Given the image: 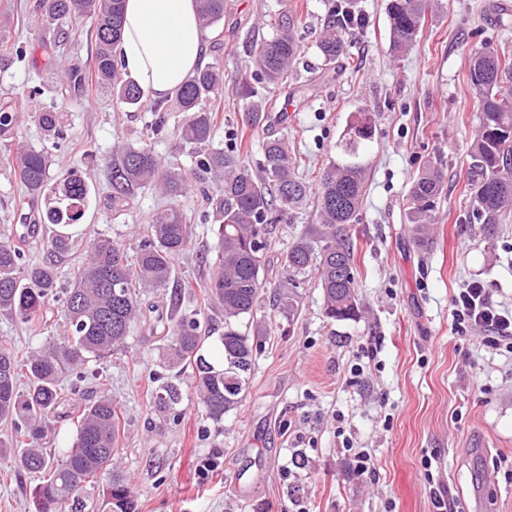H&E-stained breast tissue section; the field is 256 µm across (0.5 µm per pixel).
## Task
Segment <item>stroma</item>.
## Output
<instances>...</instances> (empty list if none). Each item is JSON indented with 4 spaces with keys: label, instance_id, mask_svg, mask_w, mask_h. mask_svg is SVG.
Wrapping results in <instances>:
<instances>
[{
    "label": "stroma",
    "instance_id": "35a3bbf8",
    "mask_svg": "<svg viewBox=\"0 0 512 512\" xmlns=\"http://www.w3.org/2000/svg\"><path fill=\"white\" fill-rule=\"evenodd\" d=\"M32 3L0 0V104L13 102L17 115L0 134V241L17 244L30 263L49 257L56 228L36 220L48 200L29 198L13 168L18 148L32 146L51 154V183L74 171L95 190L72 228V251L57 262L61 287L95 237L138 248L151 215L174 202L150 186L114 213L107 163L116 145L149 143L164 168L188 181L174 203L192 232L188 254L173 266L175 282L185 286L181 306L200 310L222 334L224 316L202 289L217 258L221 195L200 178L181 141L183 113H169L165 134L151 140L150 110L125 107L96 82L73 94L64 74L88 71L93 21L73 19L70 40L57 45L50 20H34ZM345 3L363 24L346 34L344 56L328 64L317 48L328 0H226L205 43V61L219 69L224 90L204 107L214 116V147H227L237 133L240 156L255 170L267 136L279 137L297 178L312 187L326 165L345 159L358 113L373 112V135L358 149L368 166L366 193L357 223L347 228L361 315L328 320L312 272L300 279L295 315L264 300L255 318L268 333L257 341L246 395L216 424L205 416L191 371L168 361L170 337L156 321L169 311L168 295L145 293V319L123 351L91 362L83 377L61 375L64 415L54 419L50 439L53 448L69 446L79 410L110 395L120 418L114 466L130 481L136 512H433L435 489L463 512H512V480L494 467L501 458L512 462V353L486 347L482 329L455 334L451 314L454 291L473 279L512 308V213L490 237L468 220L479 111L463 79L481 44L512 56V27L499 22L512 0H439L419 43L400 57L390 50L388 0ZM288 7L301 19V55L287 85L269 86L253 60ZM246 85L267 103L263 125L246 121ZM44 111L61 115L55 136H44L34 119ZM436 160L445 183L433 242L424 249L411 231L408 191L419 168ZM319 228L311 201L280 216L267 262ZM47 319L39 326L0 314V346L25 353L57 340L61 302L51 304ZM167 380L179 385L182 401L161 413L154 392ZM347 439L372 454L374 475L353 473ZM15 444L14 430L0 424V512H35L38 477L19 466Z\"/></svg>",
    "mask_w": 512,
    "mask_h": 512
}]
</instances>
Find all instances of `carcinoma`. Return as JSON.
Wrapping results in <instances>:
<instances>
[{"label": "carcinoma", "instance_id": "1", "mask_svg": "<svg viewBox=\"0 0 512 512\" xmlns=\"http://www.w3.org/2000/svg\"><path fill=\"white\" fill-rule=\"evenodd\" d=\"M434 0H388L389 42L396 54L412 50L419 42ZM336 7L328 10L318 50L333 63L345 53V29L336 25ZM199 18L211 27L224 19V0H198ZM32 13L57 21L55 38L69 36L67 20L90 15L95 25V75L129 107L145 104L144 92L121 77L116 47L121 40L124 0H35ZM296 15L285 12L278 33L262 43L255 66L270 85L288 79L300 44L295 37ZM466 80L479 99V124L470 151L473 219L492 234L501 218L512 211V61L488 44L470 53ZM223 79L214 66L198 68L170 100L153 103L156 119L149 135L165 133V113H191L181 140L198 153V169L221 182L224 204L217 229L220 259L205 283L208 294L224 313V333L209 354L211 325L195 310L168 324L171 360L191 369L206 417L219 423L236 408L247 390L254 358L255 337L261 327L242 329L268 290L273 300L293 316L299 307L296 277L316 268L330 320H354L359 315L357 269L352 239L341 230L357 221L367 180V165L357 143L371 138L374 114L360 113L351 127L353 141L348 158L327 167L315 190L320 236H300L280 253L279 270L266 266L274 211L299 208L310 188L294 177V161L281 138L269 136L263 144L262 177L239 159V150L213 149L212 114L201 103L219 94ZM51 157L42 149L27 147L17 156L16 171L27 194L44 193L49 184ZM112 208L119 210L150 183H158L171 197L182 195L186 180L176 171H164L147 144L125 145L112 151L108 161ZM444 174L438 164L424 166L409 188L410 223L420 246L430 245L428 229L435 219L443 192ZM91 190L72 174L54 191L44 219L60 229L49 241L50 252L64 257L73 247L67 227L85 214ZM151 239L135 256L121 242L100 235L89 247L87 259L77 268L63 301L64 336L60 342L18 356L0 347V423L9 422L22 438L19 463L42 475L35 487L36 512H83L86 488L99 475L110 473L106 487L109 512H135L126 479L112 469L118 438V416L112 398L101 396L83 408L72 445L47 453L40 441L47 437L52 419L60 416L62 397L57 378L66 366L82 367L123 347L142 316V294L149 288L170 290L172 306L180 304L182 288L172 279L174 261L191 243V230L183 214L167 208L151 217ZM53 265H29L19 247L0 241V314L23 322L43 321L47 305L57 294ZM155 403L174 410L182 399L177 384L166 382L155 391Z\"/></svg>", "mask_w": 512, "mask_h": 512}]
</instances>
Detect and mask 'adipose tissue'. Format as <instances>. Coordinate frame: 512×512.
Wrapping results in <instances>:
<instances>
[{"mask_svg":"<svg viewBox=\"0 0 512 512\" xmlns=\"http://www.w3.org/2000/svg\"><path fill=\"white\" fill-rule=\"evenodd\" d=\"M197 0H126L122 71L153 99L173 97L201 61Z\"/></svg>","mask_w":512,"mask_h":512,"instance_id":"ef3b65f1","label":"adipose tissue"}]
</instances>
